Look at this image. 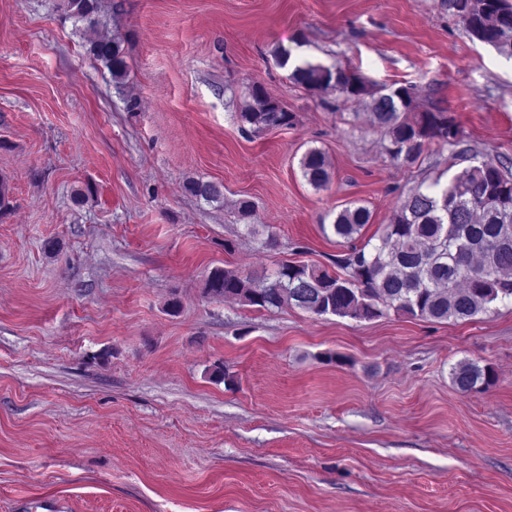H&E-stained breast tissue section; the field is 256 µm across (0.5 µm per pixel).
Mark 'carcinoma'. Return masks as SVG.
<instances>
[{
    "label": "carcinoma",
    "instance_id": "1",
    "mask_svg": "<svg viewBox=\"0 0 512 512\" xmlns=\"http://www.w3.org/2000/svg\"><path fill=\"white\" fill-rule=\"evenodd\" d=\"M447 6L473 38L512 59V0H447ZM66 9L68 17L89 28L101 24L98 0H66ZM87 52L123 89L124 40L115 35L91 40ZM290 79L324 96L364 103L371 125L386 141L385 153L400 166H413L433 145L460 142V128L446 110L415 111L411 87L386 96L356 73L309 61L297 64ZM236 117L254 132L294 121L256 82L248 86V102ZM300 168L313 188L329 184L330 163L322 150L309 149ZM185 190L207 202L224 198V186L215 182L190 180ZM370 220V210L353 203L337 213L333 232L349 244V253L336 260L341 274L290 262L261 277L215 267L205 279L204 294L259 311L289 307L359 320L393 311L431 321H467L491 312L497 303H512V173L492 160L475 157L447 185L411 191L390 222L367 239ZM451 379L456 391L468 394L491 385L495 375L488 366L462 361Z\"/></svg>",
    "mask_w": 512,
    "mask_h": 512
}]
</instances>
